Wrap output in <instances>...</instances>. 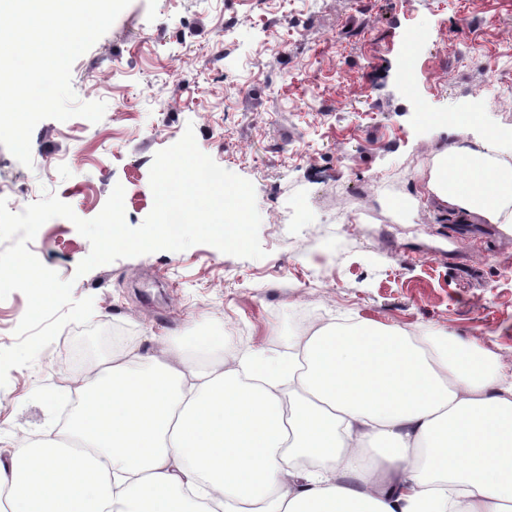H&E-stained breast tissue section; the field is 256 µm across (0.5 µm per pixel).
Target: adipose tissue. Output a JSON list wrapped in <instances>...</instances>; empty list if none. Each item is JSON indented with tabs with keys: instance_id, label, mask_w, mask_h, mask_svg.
I'll return each instance as SVG.
<instances>
[{
	"instance_id": "adipose-tissue-1",
	"label": "adipose tissue",
	"mask_w": 512,
	"mask_h": 512,
	"mask_svg": "<svg viewBox=\"0 0 512 512\" xmlns=\"http://www.w3.org/2000/svg\"><path fill=\"white\" fill-rule=\"evenodd\" d=\"M497 140L438 153L423 196L512 233ZM155 342L95 370L64 439L0 464V512H512V372L478 341L362 319L279 360Z\"/></svg>"
}]
</instances>
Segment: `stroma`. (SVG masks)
<instances>
[{"label": "stroma", "instance_id": "obj_1", "mask_svg": "<svg viewBox=\"0 0 512 512\" xmlns=\"http://www.w3.org/2000/svg\"><path fill=\"white\" fill-rule=\"evenodd\" d=\"M71 83L105 114L41 121L29 168L0 146L20 205L47 190L90 219L119 184L139 226L153 157L190 124L253 184L266 252L195 245L80 276L89 241L51 219L28 248L93 298V324L144 351L197 334L281 358L309 319L354 317L475 340L512 369V234L451 223L420 196L456 119L477 138L512 130V0H132ZM78 331L10 370L0 463L63 430L93 365L76 358Z\"/></svg>", "mask_w": 512, "mask_h": 512}]
</instances>
